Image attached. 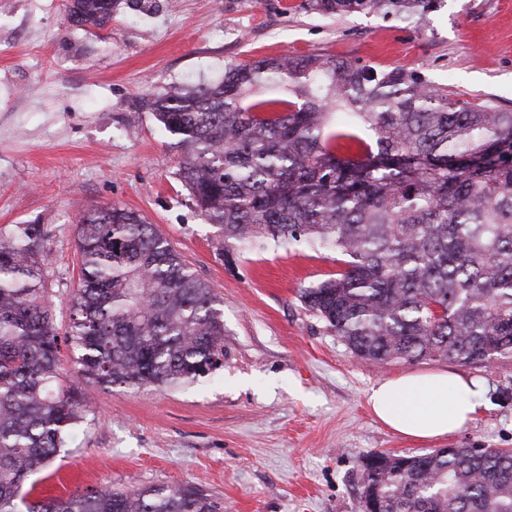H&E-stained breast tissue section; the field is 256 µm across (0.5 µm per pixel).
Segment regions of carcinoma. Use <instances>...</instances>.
Listing matches in <instances>:
<instances>
[{
	"label": "carcinoma",
	"mask_w": 512,
	"mask_h": 512,
	"mask_svg": "<svg viewBox=\"0 0 512 512\" xmlns=\"http://www.w3.org/2000/svg\"><path fill=\"white\" fill-rule=\"evenodd\" d=\"M121 0H69L102 28ZM433 0H310L346 16L423 13ZM221 255L256 241L341 256L299 300L356 357L379 364L512 360V111L448 95L417 72L334 57L232 63L216 85L147 95ZM0 239V512H221L192 488L154 485L29 501L91 411V385L189 384L224 363L216 297L141 214L86 211L81 288L59 336L41 227ZM79 351L62 379L59 339ZM363 476L378 512H512V450L455 448Z\"/></svg>",
	"instance_id": "carcinoma-1"
}]
</instances>
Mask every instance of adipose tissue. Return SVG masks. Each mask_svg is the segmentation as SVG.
<instances>
[{
  "label": "adipose tissue",
  "mask_w": 512,
  "mask_h": 512,
  "mask_svg": "<svg viewBox=\"0 0 512 512\" xmlns=\"http://www.w3.org/2000/svg\"><path fill=\"white\" fill-rule=\"evenodd\" d=\"M483 385L456 371L405 374L373 384L367 404L373 415L398 434L439 440L454 434L483 411Z\"/></svg>",
  "instance_id": "adipose-tissue-1"
}]
</instances>
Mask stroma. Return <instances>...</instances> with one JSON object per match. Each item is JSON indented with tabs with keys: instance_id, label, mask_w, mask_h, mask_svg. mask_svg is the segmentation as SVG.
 I'll use <instances>...</instances> for the list:
<instances>
[{
	"instance_id": "35a3bbf8",
	"label": "stroma",
	"mask_w": 512,
	"mask_h": 512,
	"mask_svg": "<svg viewBox=\"0 0 512 512\" xmlns=\"http://www.w3.org/2000/svg\"><path fill=\"white\" fill-rule=\"evenodd\" d=\"M66 4L0 0V235L40 225L63 331L80 286L82 211H138L220 300L224 365L180 387L96 392L36 489L164 484L208 494L224 512H363L370 454L512 448V360L354 357L298 299L340 270L335 251L245 245L225 260L181 184L180 149L143 105L170 84L221 82L230 63L319 55L413 70L449 95L512 110V0H434L408 18L323 16L308 0H123L100 29L71 23ZM451 367L486 388L488 407L466 428L420 442L374 419L373 384Z\"/></svg>"
}]
</instances>
